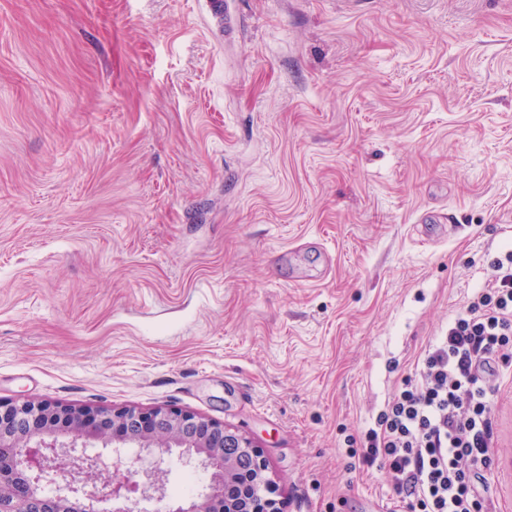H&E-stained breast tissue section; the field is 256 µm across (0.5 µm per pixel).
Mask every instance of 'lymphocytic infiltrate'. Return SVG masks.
Wrapping results in <instances>:
<instances>
[{
    "label": "lymphocytic infiltrate",
    "instance_id": "lymphocytic-infiltrate-1",
    "mask_svg": "<svg viewBox=\"0 0 512 512\" xmlns=\"http://www.w3.org/2000/svg\"><path fill=\"white\" fill-rule=\"evenodd\" d=\"M512 376V246L395 387L358 447L384 469L399 512H488L484 473L495 464L494 397Z\"/></svg>",
    "mask_w": 512,
    "mask_h": 512
}]
</instances>
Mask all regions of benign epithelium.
Listing matches in <instances>:
<instances>
[{"mask_svg":"<svg viewBox=\"0 0 512 512\" xmlns=\"http://www.w3.org/2000/svg\"><path fill=\"white\" fill-rule=\"evenodd\" d=\"M99 442L117 451L136 443L149 465L133 483L112 477L102 455H90L87 444ZM237 448L249 462L262 492L242 508L226 488L237 463L224 454ZM196 460L210 472L198 497L167 512H278L275 483L261 449L238 430L190 412L134 407H76L50 401L23 402L0 409V512H90L112 502V512H130V495L166 500V463L171 456ZM82 476L61 485L53 497L40 493L49 480Z\"/></svg>","mask_w":512,"mask_h":512,"instance_id":"1","label":"benign epithelium"}]
</instances>
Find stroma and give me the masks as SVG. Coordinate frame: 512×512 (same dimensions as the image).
I'll return each instance as SVG.
<instances>
[{
	"label": "stroma",
	"mask_w": 512,
	"mask_h": 512,
	"mask_svg": "<svg viewBox=\"0 0 512 512\" xmlns=\"http://www.w3.org/2000/svg\"><path fill=\"white\" fill-rule=\"evenodd\" d=\"M228 3L0 0V403L196 413L280 512H392L348 439L512 242V0Z\"/></svg>",
	"instance_id": "obj_1"
}]
</instances>
